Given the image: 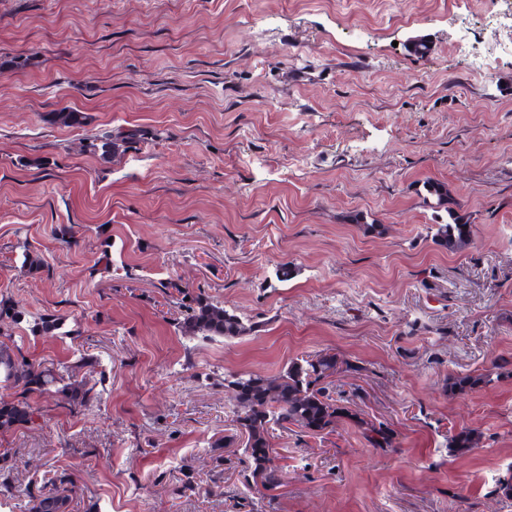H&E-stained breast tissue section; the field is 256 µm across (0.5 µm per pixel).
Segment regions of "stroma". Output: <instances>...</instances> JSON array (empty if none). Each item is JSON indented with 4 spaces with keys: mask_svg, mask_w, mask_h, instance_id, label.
<instances>
[{
    "mask_svg": "<svg viewBox=\"0 0 512 512\" xmlns=\"http://www.w3.org/2000/svg\"><path fill=\"white\" fill-rule=\"evenodd\" d=\"M500 0H0V300L30 360L85 364L75 413L31 396L0 431V473L69 512H254L229 373L335 353L350 420L275 432L267 512H512V376L452 395L449 375L512 362V56L473 70ZM413 36L426 53H414ZM82 129L47 122L61 108ZM135 129L108 159L93 137ZM448 186V202L423 183ZM380 225L368 233L352 222ZM469 217L451 253L428 228ZM289 264L292 275L278 281ZM175 283L250 325L187 336ZM49 315L58 328L33 332ZM479 430L472 454L448 436Z\"/></svg>",
    "mask_w": 512,
    "mask_h": 512,
    "instance_id": "obj_1",
    "label": "stroma"
}]
</instances>
